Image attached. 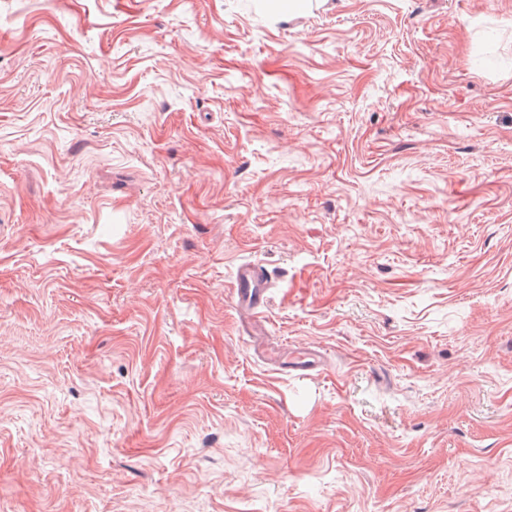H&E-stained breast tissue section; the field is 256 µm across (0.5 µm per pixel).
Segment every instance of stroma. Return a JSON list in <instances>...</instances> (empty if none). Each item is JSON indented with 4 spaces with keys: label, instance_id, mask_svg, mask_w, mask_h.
<instances>
[{
    "label": "stroma",
    "instance_id": "1",
    "mask_svg": "<svg viewBox=\"0 0 512 512\" xmlns=\"http://www.w3.org/2000/svg\"><path fill=\"white\" fill-rule=\"evenodd\" d=\"M0 512H512V0H0ZM271 284V274L262 265L243 262L235 268L231 301L241 312L252 335L265 334V309ZM263 356L274 362L280 372H300L299 375H310L312 372L323 370L324 356L321 350L308 348L298 355H293L289 361L284 360L279 348L264 346Z\"/></svg>",
    "mask_w": 512,
    "mask_h": 512
}]
</instances>
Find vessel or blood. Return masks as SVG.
I'll return each mask as SVG.
<instances>
[{
    "instance_id": "1",
    "label": "vessel or blood",
    "mask_w": 512,
    "mask_h": 512,
    "mask_svg": "<svg viewBox=\"0 0 512 512\" xmlns=\"http://www.w3.org/2000/svg\"><path fill=\"white\" fill-rule=\"evenodd\" d=\"M271 284L272 277L262 265L243 262L235 269L231 301L241 312L250 334H261L265 331V309ZM263 356L274 362L279 371L303 375L321 371L324 362L322 351L312 348L287 360L280 349L267 347L263 350Z\"/></svg>"
}]
</instances>
